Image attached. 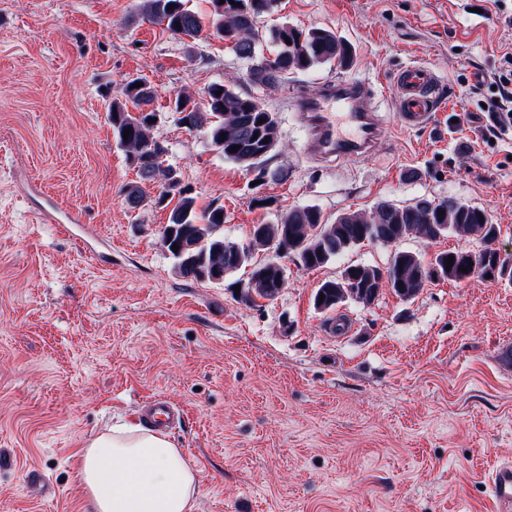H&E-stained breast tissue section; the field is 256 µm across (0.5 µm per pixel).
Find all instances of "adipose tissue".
<instances>
[{
    "label": "adipose tissue",
    "instance_id": "obj_1",
    "mask_svg": "<svg viewBox=\"0 0 512 512\" xmlns=\"http://www.w3.org/2000/svg\"><path fill=\"white\" fill-rule=\"evenodd\" d=\"M78 476L85 512H196L199 476L167 435L115 425L88 439Z\"/></svg>",
    "mask_w": 512,
    "mask_h": 512
}]
</instances>
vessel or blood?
<instances>
[{
  "label": "vessel or blood",
  "mask_w": 512,
  "mask_h": 512,
  "mask_svg": "<svg viewBox=\"0 0 512 512\" xmlns=\"http://www.w3.org/2000/svg\"><path fill=\"white\" fill-rule=\"evenodd\" d=\"M443 87L426 65L402 69L393 85L395 109L405 127L421 129L434 123ZM307 127L305 149L322 161L363 157L382 138L383 117L364 84L340 80L325 85L319 95L296 97ZM488 492L496 512H512V464L493 469Z\"/></svg>",
  "instance_id": "obj_1"
}]
</instances>
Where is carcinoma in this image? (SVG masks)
I'll return each mask as SVG.
<instances>
[{
    "label": "carcinoma",
    "instance_id": "carcinoma-1",
    "mask_svg": "<svg viewBox=\"0 0 512 512\" xmlns=\"http://www.w3.org/2000/svg\"><path fill=\"white\" fill-rule=\"evenodd\" d=\"M187 0H142V19L163 27L169 33L197 39L213 28L236 56L247 61V78L260 88H274L289 74L308 71L325 63L346 65L350 47L330 30H303L283 24L267 34L259 27L260 18L270 13L276 0H209L208 14L201 16L186 6ZM135 78L122 83L120 97L112 100L108 120L127 161L144 183L158 184L152 200L156 206L170 207L161 241L176 260L179 274L196 282H211L215 276L229 277L244 269L248 278L236 280L238 299L246 305L257 299L271 300L284 288V257L304 269H316L360 246L366 241L396 245L410 235L437 240L449 235H476L484 247L478 251L448 250L424 262L413 252L396 250L384 268L350 264L338 280H326L314 295L315 309L332 311L351 299L370 304L387 288L402 299L416 296L430 281H469L476 275L512 280V260L493 248L501 233L488 220L486 211L468 201L448 197L441 200L420 198L400 205L380 201L368 213H344L332 223L315 206H299L286 211L275 224H257L249 233V243L224 239V209H196L190 190L175 180L177 171L165 164L167 147L154 134L158 112L153 107L156 93ZM205 107L190 95L178 92L170 105L178 114L175 124L187 131L204 130L211 145L226 159L247 171L283 179L280 170L265 167L268 139L279 142L275 113L256 96H244L222 83L205 89ZM131 130L123 138L125 130ZM237 150L232 152L230 147ZM191 244L189 250H173V244ZM268 253L256 259L258 252ZM454 256L451 269L445 258ZM467 268V272L460 268Z\"/></svg>",
    "mask_w": 512,
    "mask_h": 512
}]
</instances>
